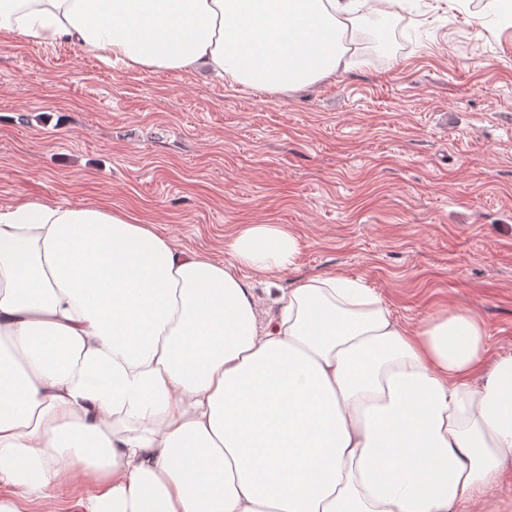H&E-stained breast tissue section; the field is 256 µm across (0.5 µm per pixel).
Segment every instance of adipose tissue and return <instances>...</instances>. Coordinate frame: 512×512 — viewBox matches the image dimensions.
Listing matches in <instances>:
<instances>
[{"label": "adipose tissue", "instance_id": "1", "mask_svg": "<svg viewBox=\"0 0 512 512\" xmlns=\"http://www.w3.org/2000/svg\"><path fill=\"white\" fill-rule=\"evenodd\" d=\"M367 0H0V33L130 70L286 93L334 76ZM250 224L229 262L124 208L0 206V512H467L512 481V355L467 309L407 327L360 279L280 285ZM265 278L258 295L251 279ZM94 477L78 475L60 494L57 500L58 512H75V503L94 488Z\"/></svg>", "mask_w": 512, "mask_h": 512}]
</instances>
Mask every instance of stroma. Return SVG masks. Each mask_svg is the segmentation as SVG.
I'll return each instance as SVG.
<instances>
[{
  "instance_id": "1",
  "label": "stroma",
  "mask_w": 512,
  "mask_h": 512,
  "mask_svg": "<svg viewBox=\"0 0 512 512\" xmlns=\"http://www.w3.org/2000/svg\"><path fill=\"white\" fill-rule=\"evenodd\" d=\"M405 0L388 52L282 94L0 36V206L109 201L217 261L298 237L284 288L360 278L413 325L471 310L512 354V24Z\"/></svg>"
}]
</instances>
